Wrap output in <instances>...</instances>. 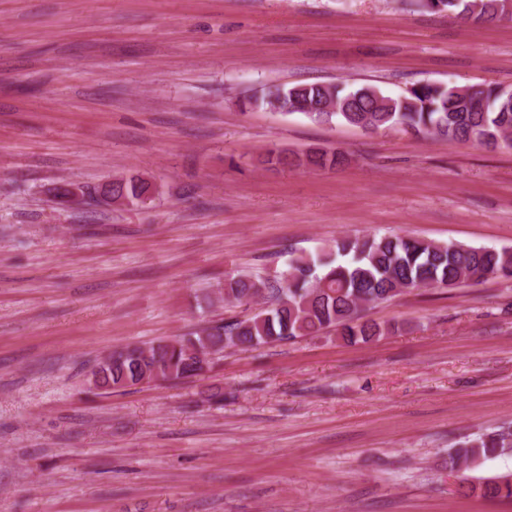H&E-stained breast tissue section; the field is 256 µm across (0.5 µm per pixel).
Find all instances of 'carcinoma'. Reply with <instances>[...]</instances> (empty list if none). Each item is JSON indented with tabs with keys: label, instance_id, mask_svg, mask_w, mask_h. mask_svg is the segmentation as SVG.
<instances>
[{
	"label": "carcinoma",
	"instance_id": "carcinoma-1",
	"mask_svg": "<svg viewBox=\"0 0 512 512\" xmlns=\"http://www.w3.org/2000/svg\"><path fill=\"white\" fill-rule=\"evenodd\" d=\"M499 0H410L432 11L446 10L464 21L488 23ZM331 97L338 112H314L321 99ZM282 99L297 113L319 124L343 123L371 132L397 130L420 138H445L488 149L512 148V97L499 87L470 94L453 86L425 82L398 96L374 86L346 89L331 83H306L289 88L269 87L247 99L252 106ZM347 161L340 150L312 148L290 152L277 146L255 159L263 169L336 168ZM145 191L141 176H123L112 193L136 201ZM488 277L512 280V248L474 247L440 243L411 235H357L336 239L315 256L291 259L283 276L262 280L229 274L224 279V303L248 306L257 298L264 307L231 321H208L177 340L127 345L112 350L101 366L94 389L105 393L149 383L158 377L183 380L201 375L202 362L212 365L227 349L317 336L327 330L349 341L368 343L392 328L362 319V311L409 290L458 288ZM512 451V433L497 431L471 441L451 457V468L480 456ZM485 497H512V478L480 487Z\"/></svg>",
	"mask_w": 512,
	"mask_h": 512
}]
</instances>
